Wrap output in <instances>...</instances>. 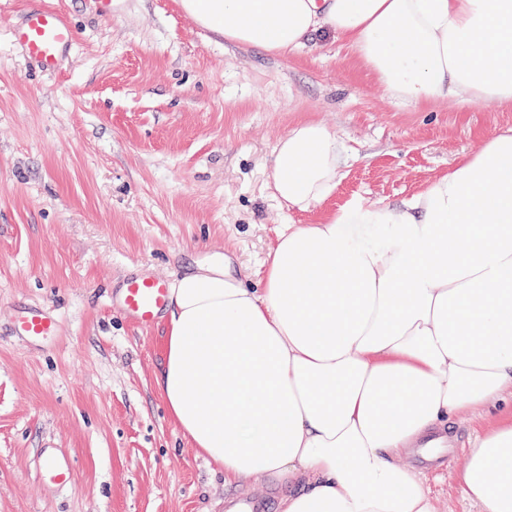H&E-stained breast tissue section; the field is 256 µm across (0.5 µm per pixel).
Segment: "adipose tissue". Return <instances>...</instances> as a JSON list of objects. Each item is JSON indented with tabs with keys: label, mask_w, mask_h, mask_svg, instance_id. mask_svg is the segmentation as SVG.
<instances>
[{
	"label": "adipose tissue",
	"mask_w": 512,
	"mask_h": 512,
	"mask_svg": "<svg viewBox=\"0 0 512 512\" xmlns=\"http://www.w3.org/2000/svg\"><path fill=\"white\" fill-rule=\"evenodd\" d=\"M237 46L288 55L345 41L405 104L512 105V0H179ZM344 148L313 121L275 148L276 197L330 198ZM158 386L228 484L281 481L279 512H435L406 457L460 412L512 394V133L485 138L397 204L355 200L290 224L260 288L224 263L176 281ZM512 512V425L458 476Z\"/></svg>",
	"instance_id": "adipose-tissue-1"
}]
</instances>
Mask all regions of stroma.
Segmentation results:
<instances>
[{
    "instance_id": "obj_1",
    "label": "stroma",
    "mask_w": 512,
    "mask_h": 512,
    "mask_svg": "<svg viewBox=\"0 0 512 512\" xmlns=\"http://www.w3.org/2000/svg\"><path fill=\"white\" fill-rule=\"evenodd\" d=\"M77 31L62 69L39 74L10 38L26 0H0V512H277L271 476L225 485L169 417L157 378L167 321L112 306L122 278L169 281L221 259L256 282L286 224H318L354 198L397 203L447 172L512 108L418 109L389 97L344 42L274 56L225 42L177 0H53ZM298 121L324 124L349 159L335 194L307 211L271 188L276 145ZM40 307L59 336H13ZM512 423L504 401L453 417L437 512H477L460 493L465 451ZM75 470L43 482L45 445Z\"/></svg>"
}]
</instances>
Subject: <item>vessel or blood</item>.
Segmentation results:
<instances>
[{
  "label": "vessel or blood",
  "instance_id": "obj_1",
  "mask_svg": "<svg viewBox=\"0 0 512 512\" xmlns=\"http://www.w3.org/2000/svg\"><path fill=\"white\" fill-rule=\"evenodd\" d=\"M11 37L25 55L46 73H55L76 42L74 28L66 13L56 7L39 6L28 10L13 26ZM170 283L158 275L131 276L124 280L120 307L136 326H153L167 307ZM13 330L27 343L46 342L59 332L56 318L42 309H24L15 319ZM46 483L66 486L74 480L73 468L62 460L48 461L41 472Z\"/></svg>",
  "mask_w": 512,
  "mask_h": 512
}]
</instances>
